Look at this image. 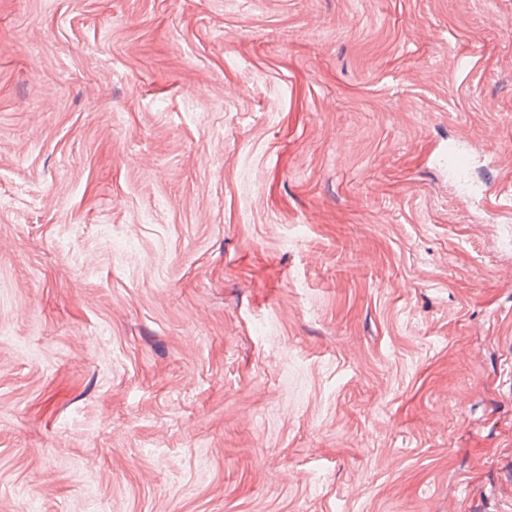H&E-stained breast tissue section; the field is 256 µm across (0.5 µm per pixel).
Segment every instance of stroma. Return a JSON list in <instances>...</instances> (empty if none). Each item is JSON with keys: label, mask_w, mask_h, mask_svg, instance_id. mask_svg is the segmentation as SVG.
Segmentation results:
<instances>
[{"label": "stroma", "mask_w": 512, "mask_h": 512, "mask_svg": "<svg viewBox=\"0 0 512 512\" xmlns=\"http://www.w3.org/2000/svg\"><path fill=\"white\" fill-rule=\"evenodd\" d=\"M511 151L512 0H0V512H512Z\"/></svg>", "instance_id": "stroma-1"}]
</instances>
